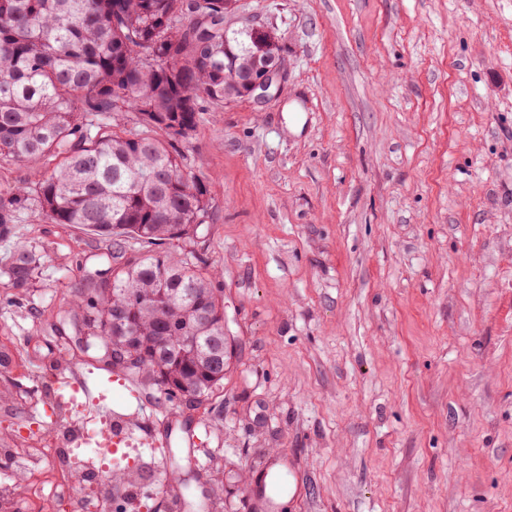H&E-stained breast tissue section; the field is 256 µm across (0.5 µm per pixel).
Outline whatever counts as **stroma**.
Listing matches in <instances>:
<instances>
[{
    "mask_svg": "<svg viewBox=\"0 0 512 512\" xmlns=\"http://www.w3.org/2000/svg\"><path fill=\"white\" fill-rule=\"evenodd\" d=\"M286 79L265 102L202 103L183 170L210 204L200 255L224 294V391L202 405L105 370L69 323L105 260L90 229L13 207L0 270L35 247L33 283L0 273V435L49 460L25 479L72 512L44 394L59 353L137 413L136 512L159 492L267 512L251 487L288 458L277 512H512V0H237Z\"/></svg>",
    "mask_w": 512,
    "mask_h": 512,
    "instance_id": "1",
    "label": "stroma"
}]
</instances>
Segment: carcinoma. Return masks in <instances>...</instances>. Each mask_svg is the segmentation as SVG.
<instances>
[{"label": "carcinoma", "mask_w": 512, "mask_h": 512, "mask_svg": "<svg viewBox=\"0 0 512 512\" xmlns=\"http://www.w3.org/2000/svg\"><path fill=\"white\" fill-rule=\"evenodd\" d=\"M234 0H0V160L54 163L34 186L0 200V238L11 208L32 192L54 224L90 228L107 267L85 279L69 322L112 361L171 398L198 404L224 390V296L191 253H127L198 235L209 207L183 172L176 143L196 131L200 105L242 99L232 73L257 36L224 33ZM138 113L129 137L118 115ZM40 256L15 247L4 273L28 287Z\"/></svg>", "instance_id": "obj_1"}]
</instances>
